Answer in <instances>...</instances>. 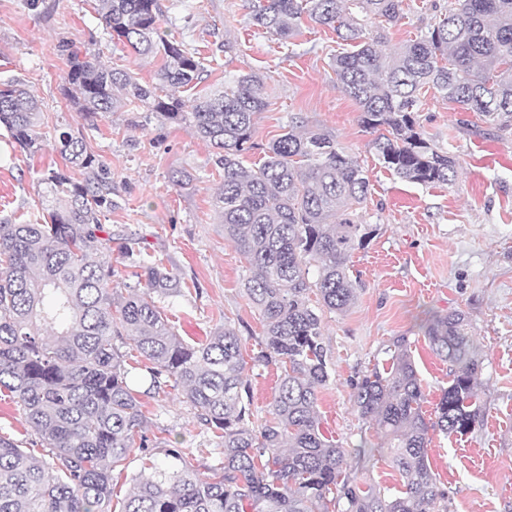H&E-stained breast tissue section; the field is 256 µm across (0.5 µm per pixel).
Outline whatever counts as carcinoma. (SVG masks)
<instances>
[{
  "mask_svg": "<svg viewBox=\"0 0 512 512\" xmlns=\"http://www.w3.org/2000/svg\"><path fill=\"white\" fill-rule=\"evenodd\" d=\"M98 2L110 42L157 60L155 82L142 84L68 44L63 95L89 118L138 102L189 122L216 149L224 178L213 208L224 239L248 264L245 291L265 321L251 361L278 364L284 374L270 418L258 425L243 395L242 337L226 325L203 343L183 341L162 307L179 288L172 271L140 257L132 292L115 300L112 236H97L112 210V178L81 134L63 130L56 149L65 168L42 179V216L32 224L0 220V390L23 406L49 453L40 460L0 436V512H108L112 472L135 448L153 473L131 479L122 512H329L331 503L341 512H436L447 493L430 469L433 435L466 434L481 416L483 360L466 315L431 313L420 326L448 363L435 418H425L403 336L389 370L368 369L352 383L354 405L375 422L405 491L389 498L358 485L348 469L372 451H349L320 428L317 393L332 369L308 294L334 311L354 303L348 262L377 232L361 214L372 190L361 160L323 131L290 126L259 166L245 167L241 155L265 104L263 79L240 75L185 99L204 65L164 34L160 0ZM401 19L402 0H254L250 13L253 25L282 39L305 21L330 27L350 47L333 58L337 88L359 105L378 164L405 181L446 184L458 161L427 138L418 95L429 87L490 125L512 123V0H454L438 23L382 54L387 26ZM41 121L21 80L0 82V129L21 149H40ZM69 168L82 170L83 180H72ZM169 382L220 438L222 458L206 476L183 448L164 449L161 466L148 452L141 395Z\"/></svg>",
  "mask_w": 512,
  "mask_h": 512,
  "instance_id": "1",
  "label": "carcinoma"
}]
</instances>
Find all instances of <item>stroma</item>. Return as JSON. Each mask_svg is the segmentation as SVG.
<instances>
[{"mask_svg": "<svg viewBox=\"0 0 512 512\" xmlns=\"http://www.w3.org/2000/svg\"><path fill=\"white\" fill-rule=\"evenodd\" d=\"M162 28L204 62L203 89L250 72L264 77L266 104L255 117L253 149L245 166L260 164L269 143L291 122L322 130L363 159L372 185L363 212L378 231L350 259L357 298L343 312H323V342L331 355L332 379L318 392L317 412L325 435L344 448L361 444L376 454L359 480L401 495L403 484L380 448L376 426L362 419L351 384L362 371L386 366L394 339L410 344L434 412L448 385V365L436 357L419 324L426 312L464 311L484 359L478 402L483 408L474 432L434 435L428 457L448 496L447 512H512V126L498 129L476 114L422 90L419 122L427 137L455 155L458 173L448 184L421 185L376 165L371 136L360 123L358 105L336 86L331 57L338 53L332 29L303 24L291 43L249 24L251 0H160ZM452 0H403L404 17L388 29L383 53L415 38L419 27L438 21ZM96 0H0V81L22 79L44 114L42 150L22 152L0 130V219L28 223L41 210L39 181L62 160L55 142L62 129L82 134L90 152L112 174V209L102 219L112 236V292L127 295L135 283L130 243L163 260L180 280L165 302L166 314L187 343L205 342L215 328L238 330L246 350L264 336L260 312L244 283L247 263L225 241L212 199L222 181L214 149L190 123L155 113L112 112L86 120L61 92L69 69L61 47L73 43L95 51L102 64L129 70L140 83L154 80L152 59L113 49ZM281 371L247 367L255 421L270 416ZM145 434L190 451L200 474L217 464L218 438L168 387L144 396ZM0 435L43 459L47 451L24 421L20 404L0 398Z\"/></svg>", "mask_w": 512, "mask_h": 512, "instance_id": "35a3bbf8", "label": "stroma"}]
</instances>
